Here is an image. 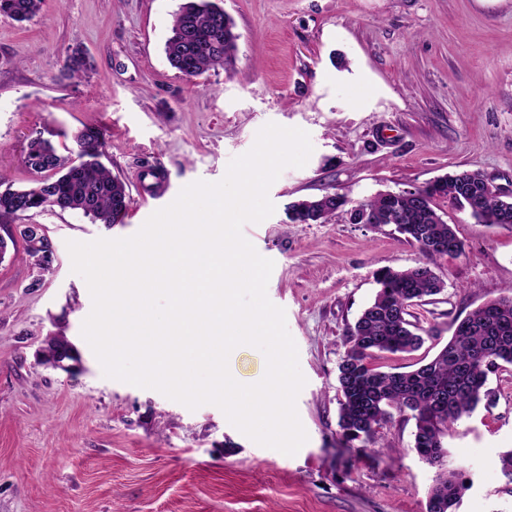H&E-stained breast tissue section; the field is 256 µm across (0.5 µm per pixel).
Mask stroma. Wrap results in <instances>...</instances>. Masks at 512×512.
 Segmentation results:
<instances>
[{"label": "stroma", "instance_id": "stroma-1", "mask_svg": "<svg viewBox=\"0 0 512 512\" xmlns=\"http://www.w3.org/2000/svg\"><path fill=\"white\" fill-rule=\"evenodd\" d=\"M233 19L231 71L186 80L164 52L181 0H43L19 23L0 15V173L28 184V142L105 129L104 165L134 203L106 226L79 210H47L54 250L40 273L24 253L0 260V512H426L440 471L464 468L456 512H512L499 467L512 448V365L491 373V402L449 429L436 467L413 448L415 421L393 413L373 443L346 442L338 426L345 333L372 301L382 267L428 265L440 294L413 306L429 330L383 371H408L448 342L464 318L512 287V229L476 222L437 199L464 243L459 256L426 255L394 225L293 224L292 201L328 192L357 202L482 171L512 192V0H218ZM88 77L64 74L75 50ZM307 131L312 154L269 189L274 213L244 236L275 263L270 301L287 328L306 384L296 407L308 440L292 456L260 446L220 408L188 409L159 391L104 376L81 335L92 310L72 271L68 241L134 235L195 181L221 180L267 123ZM170 190L155 198L148 171ZM64 334L78 360L46 364V337Z\"/></svg>", "mask_w": 512, "mask_h": 512}]
</instances>
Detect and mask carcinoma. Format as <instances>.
I'll list each match as a JSON object with an SVG mask.
<instances>
[{
    "label": "carcinoma",
    "instance_id": "carcinoma-1",
    "mask_svg": "<svg viewBox=\"0 0 512 512\" xmlns=\"http://www.w3.org/2000/svg\"><path fill=\"white\" fill-rule=\"evenodd\" d=\"M43 0H0V14L18 22L30 21ZM233 20L214 0H182L175 12L171 35L165 43L170 66L192 80L218 67L228 71L237 52ZM93 68L84 53H73L67 66L72 77ZM76 157L57 153L51 140L39 135L27 145L25 166L36 175L30 185L15 189L0 175V223L10 224L47 208L80 210L101 224H121L132 198L126 184L100 161L104 132L86 127L74 134ZM477 170H463L436 180L421 191V200L393 201L379 194L356 207L378 213L392 206L397 211L396 231L426 255H458L463 243L454 227L440 221L435 200L447 199L482 224L493 225L503 209L497 196L478 178ZM299 224L325 223L343 214L357 213L346 197L326 193L314 205L302 202ZM29 257L43 253L42 271H50L52 245L46 235L22 236ZM379 289L345 336V356L338 367L339 421L342 435L351 441H374L391 410L410 412L415 420L414 448L430 464L442 462V438L487 399L488 374L512 365V289L490 300L458 321V329L429 362L410 371H381L371 360L382 354L411 353L422 347L428 331L407 319L418 300L442 292L443 281L427 265L375 274ZM65 336H50L45 351L50 357L69 358ZM461 473L449 472L431 488L426 512H453L465 485Z\"/></svg>",
    "mask_w": 512,
    "mask_h": 512
}]
</instances>
